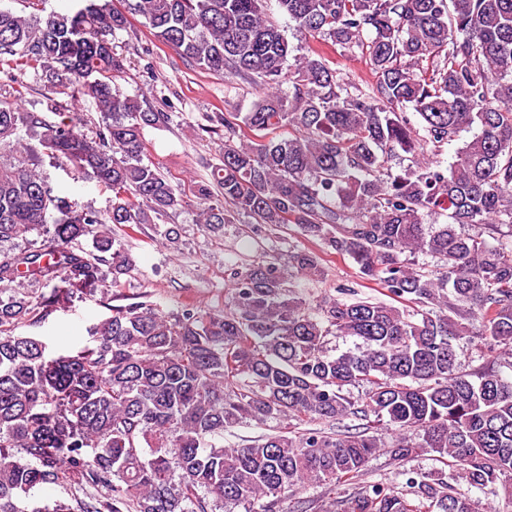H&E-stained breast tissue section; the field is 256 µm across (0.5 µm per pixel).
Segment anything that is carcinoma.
I'll return each instance as SVG.
<instances>
[{
	"instance_id": "carcinoma-1",
	"label": "carcinoma",
	"mask_w": 512,
	"mask_h": 512,
	"mask_svg": "<svg viewBox=\"0 0 512 512\" xmlns=\"http://www.w3.org/2000/svg\"><path fill=\"white\" fill-rule=\"evenodd\" d=\"M265 3H135L183 59L265 90L250 111L224 114L222 164L195 194L199 223L293 224L318 246L291 255L296 272L319 280L322 254L346 255L390 301L307 297L274 258L234 273L222 310L114 306L88 345L47 359L17 328L94 296L105 265L117 284L134 260L114 228L189 199L144 161L143 129L167 114L113 86L126 18L112 0L72 15L0 10V67L52 73L44 110L18 109L21 91L0 87V512H46L29 492L59 483L74 504L52 512H283L304 484L333 494L319 512H500L461 482L496 485L512 504V0H276L298 33L364 49L369 93L350 91L322 50L285 76L294 46ZM61 94L103 114L95 137ZM284 127L293 134L274 135ZM463 132L450 167L431 160ZM46 156L112 191L108 209L54 193ZM394 160L408 164L395 174ZM428 212L448 222L425 224ZM33 232L40 245L19 248ZM88 237L91 251L79 247ZM420 253L434 269L417 266ZM337 336L362 346L338 354ZM476 338L489 355L466 371L456 346ZM381 452H432L455 469L370 482Z\"/></svg>"
}]
</instances>
